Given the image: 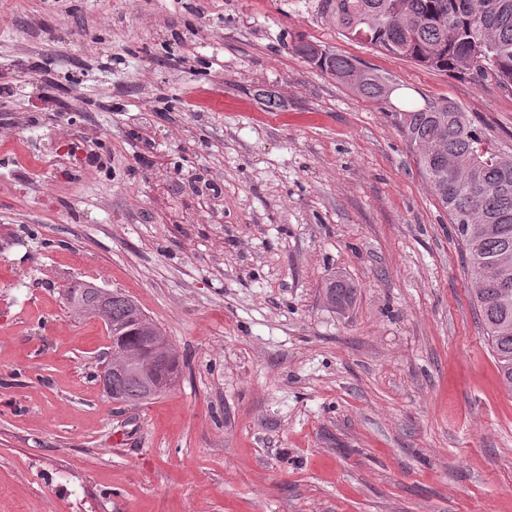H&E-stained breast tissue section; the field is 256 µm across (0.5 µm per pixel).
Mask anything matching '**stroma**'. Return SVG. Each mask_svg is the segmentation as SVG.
Segmentation results:
<instances>
[{"mask_svg":"<svg viewBox=\"0 0 512 512\" xmlns=\"http://www.w3.org/2000/svg\"><path fill=\"white\" fill-rule=\"evenodd\" d=\"M301 37L512 154V92L349 40L318 0H0V512H512V396L448 213ZM75 280L166 333L164 395L107 397ZM356 290L353 282L343 277H334L326 284L325 298L335 309L346 310L351 306Z\"/></svg>","mask_w":512,"mask_h":512,"instance_id":"obj_1","label":"stroma"}]
</instances>
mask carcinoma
<instances>
[{
    "instance_id": "carcinoma-1",
    "label": "carcinoma",
    "mask_w": 512,
    "mask_h": 512,
    "mask_svg": "<svg viewBox=\"0 0 512 512\" xmlns=\"http://www.w3.org/2000/svg\"><path fill=\"white\" fill-rule=\"evenodd\" d=\"M480 0H320V12L348 39L366 42L385 53L427 68L452 72L473 82L494 80L512 91V0H496L499 8L485 14ZM296 53L332 79L359 95L385 102L386 78L372 70L356 74L357 60L301 38ZM475 52L481 63L470 69L462 58ZM406 141L426 174L428 185L455 224L465 250L473 302L485 332L500 383L512 395V166L483 137L467 113L446 98L404 102L395 112ZM356 286L332 278L325 287L329 305L348 309ZM90 306L103 304L113 334L139 349L142 332L137 317L145 311L133 297L103 292L91 281H77L66 291ZM155 339L169 350L171 381L179 375V358L168 337L157 329ZM165 377L132 373L112 379V392L134 403L164 394Z\"/></svg>"
}]
</instances>
